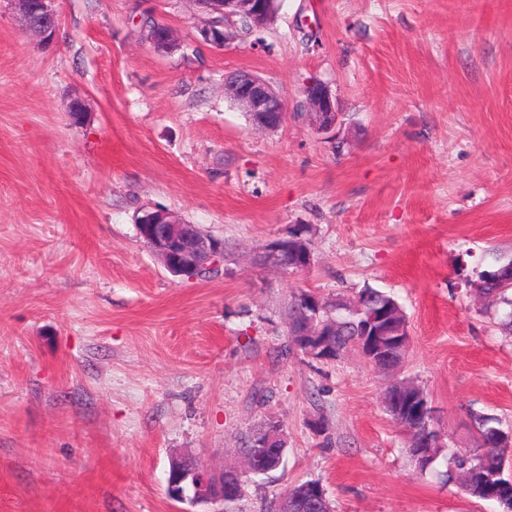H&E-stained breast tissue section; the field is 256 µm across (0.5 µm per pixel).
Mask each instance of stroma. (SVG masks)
Segmentation results:
<instances>
[{
	"label": "stroma",
	"instance_id": "stroma-1",
	"mask_svg": "<svg viewBox=\"0 0 512 512\" xmlns=\"http://www.w3.org/2000/svg\"><path fill=\"white\" fill-rule=\"evenodd\" d=\"M55 7L44 48L0 0V512H181L171 455L240 467L268 419L283 464L235 512L309 480L334 512H501L441 482L444 460L420 473L383 400L412 379L449 455L473 452V414L512 428V336L475 288L512 258V0H282L268 28L185 56L139 23L192 39L191 0ZM238 72L285 99L279 130L225 94ZM310 79L335 131L296 113ZM145 208L228 243L223 271L169 273ZM297 229L310 270L256 264ZM366 284L405 310L397 372L284 353L294 293ZM160 27L158 28V39L150 37L145 40L150 47L164 55H175L177 53H183L188 47V44L178 35L174 28L165 22L160 21Z\"/></svg>",
	"mask_w": 512,
	"mask_h": 512
}]
</instances>
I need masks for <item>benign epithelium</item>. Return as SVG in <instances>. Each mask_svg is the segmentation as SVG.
I'll list each match as a JSON object with an SVG mask.
<instances>
[{
    "label": "benign epithelium",
    "mask_w": 512,
    "mask_h": 512,
    "mask_svg": "<svg viewBox=\"0 0 512 512\" xmlns=\"http://www.w3.org/2000/svg\"><path fill=\"white\" fill-rule=\"evenodd\" d=\"M24 29L34 38L48 43L59 27L54 0H10ZM199 13H208L197 27L194 43L197 45L224 46L229 39L226 26L211 23L212 15L227 18L245 16L256 29L265 25L279 0H190ZM146 43L164 55L183 52L188 44L174 28L160 23L158 39ZM225 91L237 102L260 128L275 131L284 122L287 106L281 95L262 77L240 73L225 84ZM303 107L310 113L312 124L319 133L336 128L338 112L330 86L320 80L308 81L303 89ZM139 237L152 249L164 268L176 275L183 268L194 266L202 272L218 273L224 269V242L205 236L189 225L181 216L165 210L145 209L136 220ZM286 448L283 427L274 420L264 422L253 431L244 450V468L235 479L224 482V473H211L201 468L188 456L177 455L171 459L166 487L170 498L187 503L213 504L224 501V490L242 491L243 476L276 469Z\"/></svg>",
    "instance_id": "obj_1"
}]
</instances>
